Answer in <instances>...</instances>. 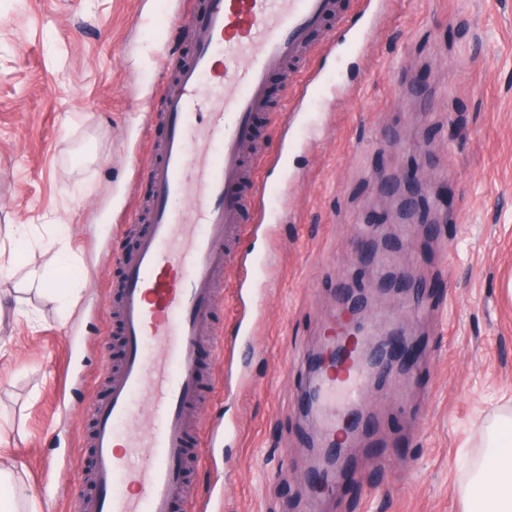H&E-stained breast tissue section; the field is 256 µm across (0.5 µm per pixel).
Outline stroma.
<instances>
[{"label":"stroma","mask_w":512,"mask_h":512,"mask_svg":"<svg viewBox=\"0 0 512 512\" xmlns=\"http://www.w3.org/2000/svg\"><path fill=\"white\" fill-rule=\"evenodd\" d=\"M158 17L181 34L176 0H0V456L39 512L89 497V405L115 368L117 226L148 211L130 158L165 135ZM319 66L328 90L269 174L288 216L273 239L247 240L274 260L261 352L242 355L247 386L228 397L216 383L197 406L208 432L185 496L213 512H308L315 424L297 395L344 289L374 288L349 254L383 225L375 264L407 269L415 289L372 297L367 319L423 354L408 377L366 386L376 431L320 512H463V453L483 455L482 424L512 410V0H405L378 37ZM415 163L433 175L426 238L380 204L382 181ZM44 268L57 288L78 280L70 306L41 290Z\"/></svg>","instance_id":"35a3bbf8"}]
</instances>
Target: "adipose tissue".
Returning <instances> with one entry per match:
<instances>
[{
	"instance_id": "obj_1",
	"label": "adipose tissue",
	"mask_w": 512,
	"mask_h": 512,
	"mask_svg": "<svg viewBox=\"0 0 512 512\" xmlns=\"http://www.w3.org/2000/svg\"><path fill=\"white\" fill-rule=\"evenodd\" d=\"M512 418L496 417L485 428L489 449L482 463L456 488L465 512H512Z\"/></svg>"
}]
</instances>
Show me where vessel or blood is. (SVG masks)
Segmentation results:
<instances>
[{
  "label": "vessel or blood",
  "instance_id": "vessel-or-blood-1",
  "mask_svg": "<svg viewBox=\"0 0 512 512\" xmlns=\"http://www.w3.org/2000/svg\"><path fill=\"white\" fill-rule=\"evenodd\" d=\"M182 2L193 45L189 58L172 54L165 61L176 79L161 93L166 134L145 160L150 224L134 250L112 254L120 270L116 305L124 358L109 397L90 405L97 493L83 512H171L194 463L190 411L203 388L202 340H209L224 369L225 394L248 383V366L236 352L256 333L258 301L271 280L253 254L225 243L273 233L263 172L286 163L284 153L256 141L254 119L267 111L269 84L278 77L289 104L274 121L281 132L291 130L322 87L317 61L343 50L327 28L346 22L339 0H206L201 12L193 0ZM354 5L363 22L354 37L359 45L383 27L399 0ZM220 271L234 293L237 334L230 338L205 332ZM332 327L347 352L303 390L321 448L343 433L366 436L374 428L358 403L371 372L361 358L376 328L366 325L356 335L344 321ZM137 396L148 400L149 411H136ZM343 478L340 468L318 461L313 500L335 495Z\"/></svg>",
  "mask_w": 512,
  "mask_h": 512
}]
</instances>
